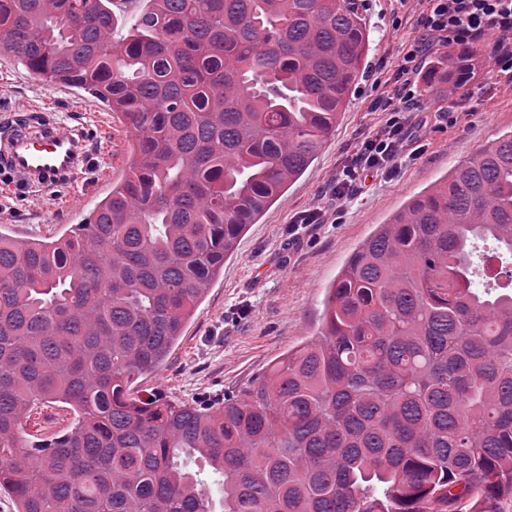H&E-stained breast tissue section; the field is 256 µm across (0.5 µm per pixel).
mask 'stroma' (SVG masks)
Listing matches in <instances>:
<instances>
[{
    "label": "stroma",
    "mask_w": 512,
    "mask_h": 512,
    "mask_svg": "<svg viewBox=\"0 0 512 512\" xmlns=\"http://www.w3.org/2000/svg\"><path fill=\"white\" fill-rule=\"evenodd\" d=\"M360 2L371 48L335 132L306 173L239 236L162 368L138 379V389L213 398L261 374L279 355L316 334L328 288L376 225L512 130V87L501 82L488 51L478 48L474 74L463 91L447 98L439 86L420 78V106L432 116L420 157L393 179L367 177L336 223L314 224L289 236L293 215L322 199L331 175L359 139L385 123L386 113L368 109L373 82L392 72L404 45L417 35L411 16L393 26V0ZM44 105L68 125H104L112 136V155L102 157L100 142L89 143L93 163L70 190L23 193L10 189L0 171V233L20 240L53 241L84 223L128 169L131 136L114 112L74 85L38 80L0 48V121H26L29 111ZM448 107L461 114L452 127L435 117Z\"/></svg>",
    "instance_id": "1"
}]
</instances>
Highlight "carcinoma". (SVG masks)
Here are the masks:
<instances>
[{
    "label": "carcinoma",
    "instance_id": "carcinoma-1",
    "mask_svg": "<svg viewBox=\"0 0 512 512\" xmlns=\"http://www.w3.org/2000/svg\"><path fill=\"white\" fill-rule=\"evenodd\" d=\"M0 0V46L133 133L73 234H0V492L18 512H512V132L378 225L321 329L222 397H143L363 72L358 0ZM475 51L431 77L453 93ZM61 406L70 426L33 440ZM224 478L214 496L207 474ZM38 413H34L31 417V433H34L36 428L37 430H42L43 428H40V426H34V421L36 423H41L42 418L45 420V428L47 431H49V434L46 436H51L55 433H58L62 429L66 428L69 422V415H66L65 411H61L60 409L56 408H41L38 409ZM55 415V416H54ZM45 436V437H46Z\"/></svg>",
    "mask_w": 512,
    "mask_h": 512
}]
</instances>
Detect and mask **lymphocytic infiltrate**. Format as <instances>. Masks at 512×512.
Masks as SVG:
<instances>
[{
    "label": "lymphocytic infiltrate",
    "mask_w": 512,
    "mask_h": 512,
    "mask_svg": "<svg viewBox=\"0 0 512 512\" xmlns=\"http://www.w3.org/2000/svg\"><path fill=\"white\" fill-rule=\"evenodd\" d=\"M417 2L422 6L416 20L419 34L392 72V90L376 93L369 104L370 111L388 113V120L359 140L330 178L324 201L295 214L293 227L329 223L360 191L363 175L390 178L420 156L427 118L419 105L418 76L433 47L489 45L494 69L512 83V0Z\"/></svg>",
    "instance_id": "f902f5d3"
}]
</instances>
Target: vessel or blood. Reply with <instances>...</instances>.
Returning a JSON list of instances; mask_svg holds the SVG:
<instances>
[{"mask_svg": "<svg viewBox=\"0 0 512 512\" xmlns=\"http://www.w3.org/2000/svg\"><path fill=\"white\" fill-rule=\"evenodd\" d=\"M87 132L37 117L0 128V168L25 190L45 191L68 182L85 167Z\"/></svg>", "mask_w": 512, "mask_h": 512, "instance_id": "vessel-or-blood-1", "label": "vessel or blood"}]
</instances>
